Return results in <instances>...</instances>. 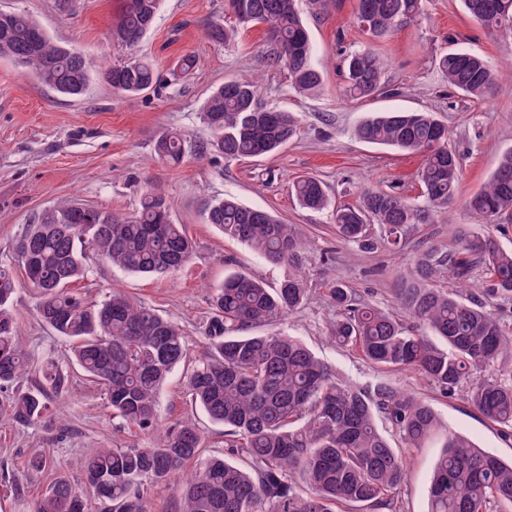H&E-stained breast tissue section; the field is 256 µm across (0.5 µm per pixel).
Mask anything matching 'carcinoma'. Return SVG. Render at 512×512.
<instances>
[{"label":"carcinoma","instance_id":"carcinoma-1","mask_svg":"<svg viewBox=\"0 0 512 512\" xmlns=\"http://www.w3.org/2000/svg\"><path fill=\"white\" fill-rule=\"evenodd\" d=\"M465 10L490 31L512 37V0H462ZM160 0H122L112 24L113 42L133 47L153 26ZM423 0H357L358 27L378 42L397 26L416 19ZM232 26L211 21L206 36L215 43L235 39L239 29L266 26L274 45L272 64L283 68L300 95L321 92L324 76L313 62L309 29L298 0H225ZM0 56L35 72L47 86L81 95L90 81L87 57L51 39L25 11L0 10ZM448 85L484 98L497 80L480 55L450 50L439 59ZM346 94L360 100L385 94L383 62L371 48L345 59ZM113 90L136 95L157 83L153 64L135 60L105 73ZM203 120L212 132L210 147L228 160L268 156L298 132L289 112L261 101L259 82H224L207 99ZM355 137L365 143L417 152L427 204L416 205L393 191L368 190L357 208L333 213L336 232L361 248L375 243L402 249L412 233L434 222V208L456 197L457 155L448 147V128L432 112H372ZM158 159L178 164L183 143L177 133L162 135ZM291 191L305 209L321 211L329 199L324 183L301 176ZM468 208L483 224L512 221V150L504 152L488 183L470 197ZM207 223L250 247L267 262L288 267L275 287L245 274L224 279L212 297L207 346L189 360L183 327L155 310L113 291L91 304L69 290L84 277L91 252L130 273L155 275L180 269L193 255L184 226L171 220L167 195L151 188L133 216L62 201L28 225L14 249L38 293V315L72 342L75 364L102 386L120 426L139 430L142 447L95 449L85 460V481L75 487L54 480L35 512H144L145 489L165 483L191 465L182 482L177 512H366L396 508L407 461L378 422L386 421L407 448H422L441 423L417 395L388 383L347 384L303 342L281 332L253 335L277 326L298 310L309 288L300 268L302 242L291 224L232 197L208 204ZM376 222L379 239L369 235ZM484 275L480 295L467 287L474 271ZM451 275L455 287L438 285ZM16 280L0 263V389L29 373L11 305ZM399 312L378 307L340 285L330 289L336 319L329 337L354 349L378 369L412 371L452 398L458 393L485 419L512 434V320L495 302L512 300V250L490 233L462 224L455 246H430L410 277L393 289ZM442 345H437L432 337ZM180 366L187 396L208 419L224 426V453L201 457L204 435L187 419L174 427L159 424L158 398L164 382ZM68 381L54 362L42 366L38 386L12 397L0 412L20 426L39 422L48 411V393ZM430 485L431 512H512V461L447 434Z\"/></svg>","mask_w":512,"mask_h":512}]
</instances>
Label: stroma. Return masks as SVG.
I'll return each mask as SVG.
<instances>
[{
  "label": "stroma",
  "mask_w": 512,
  "mask_h": 512,
  "mask_svg": "<svg viewBox=\"0 0 512 512\" xmlns=\"http://www.w3.org/2000/svg\"><path fill=\"white\" fill-rule=\"evenodd\" d=\"M121 6L122 0H75L72 10L64 12L58 0H0V10L35 15L52 39L92 62L85 91L72 98L43 84L32 71L0 58V263H12L15 242L26 225L62 199L131 214L150 187H162L171 201L173 222L183 225L195 243L190 261L173 273L143 276L91 256L85 277L70 288L88 303L119 289L177 321L189 336L195 360L206 347L212 296L226 276L249 273L272 287L288 272L205 222L207 202L235 197L295 225L305 241L302 267L310 292L305 304L286 318V334L305 342L353 383L382 380L414 392L433 407L448 432L512 459V436L502 434L463 396L442 397L414 372L377 370L327 336L335 316L330 288L340 284L392 308L396 281L411 272L419 254L432 244L447 248L455 225L473 223L468 198L483 188L501 154L512 149V78L503 74L512 65V39L482 27L461 0H424L415 21L397 27L377 45L391 96L353 100L344 92L343 59L369 44L354 22L356 0H330L328 9L317 14L309 10L307 0H298L310 29L314 62L325 78L320 95L302 97L290 87L286 73L271 66V44L263 26L242 30L226 45L207 38V23L224 17V0H162L153 27L131 50L109 37ZM451 48L477 53L501 70L490 95L473 99L449 87L438 59ZM186 55L194 56L196 65L185 73L177 62ZM137 59L152 62L161 76L160 88L133 97L113 92L103 77L105 69ZM251 73L261 78L264 103L292 113L299 130L273 155L229 161L208 151L211 132L201 118L202 107L224 81ZM386 110L428 111L447 125L448 145L460 157V179L454 202L437 209L433 224L413 234L405 249L381 246L363 251L339 239L333 210L359 206L368 189H391L416 204L425 201L417 177L420 155L367 144L353 135L369 113ZM166 131L183 136L179 165L154 157L156 141ZM306 174L326 184L329 210L303 209L292 197V181ZM13 275V311L32 365L46 357L67 363L68 341L40 320L36 292L21 270ZM159 416L166 425L195 418L204 433L206 454L223 453V426L190 406L182 372H175L162 388ZM146 442L138 431L119 427L100 385L80 370H70L67 387L51 394L50 415L41 423L23 428L0 416V512H33L58 475L81 485L84 460L95 448ZM440 453L434 442L406 449L400 512H429V488ZM37 454L50 458L48 470L28 469L29 458Z\"/></svg>",
  "instance_id": "1"
}]
</instances>
